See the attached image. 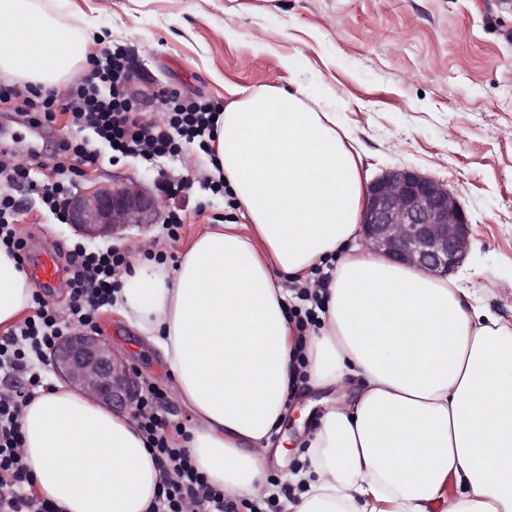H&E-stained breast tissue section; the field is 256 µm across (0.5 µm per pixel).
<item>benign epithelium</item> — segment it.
I'll return each mask as SVG.
<instances>
[{"instance_id": "obj_1", "label": "benign epithelium", "mask_w": 512, "mask_h": 512, "mask_svg": "<svg viewBox=\"0 0 512 512\" xmlns=\"http://www.w3.org/2000/svg\"><path fill=\"white\" fill-rule=\"evenodd\" d=\"M162 198L136 183H116L70 196L67 223L88 239L114 238L131 226L157 222ZM365 246L403 265L446 278L465 263L472 227L448 183L411 167L385 171L366 186L360 212ZM54 372L75 389L120 411H135L134 368L101 336L75 331L52 348Z\"/></svg>"}]
</instances>
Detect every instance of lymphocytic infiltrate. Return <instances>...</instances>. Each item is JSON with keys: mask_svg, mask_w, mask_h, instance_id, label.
<instances>
[{"mask_svg": "<svg viewBox=\"0 0 512 512\" xmlns=\"http://www.w3.org/2000/svg\"><path fill=\"white\" fill-rule=\"evenodd\" d=\"M88 74L61 94L27 84H0V101L14 100L26 120L34 125L53 122L67 112L77 130H92L94 140L117 143L123 155L146 160L179 155L184 146L207 150L216 129L217 105L180 100L161 94L165 112L160 120L147 121L137 109V99L127 85L132 78L120 50L103 49L90 62ZM94 140L63 138L58 142L54 169L56 181L42 185L41 195L50 210L72 186L81 167L97 166L100 152ZM23 165H0V248L23 258L25 240L13 222L19 204L11 193L14 184L27 180ZM127 254L115 249L77 252L70 257V303L66 317H58L47 303H40L36 318L24 321L18 331L0 338V373L28 372V388L0 392V512H60L57 505L32 491L30 470L21 453L20 418L32 394L42 385L38 373L28 370L30 355H42L62 336L76 329L95 328L100 309L111 306L120 282V269L129 267ZM158 391L152 384L141 389L139 428L157 460L160 485L151 512H184L186 503L224 512V492L211 486L187 449L172 441L168 423L154 407Z\"/></svg>", "mask_w": 512, "mask_h": 512, "instance_id": "lymphocytic-infiltrate-1", "label": "lymphocytic infiltrate"}]
</instances>
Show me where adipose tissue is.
<instances>
[{
  "label": "adipose tissue",
  "mask_w": 512,
  "mask_h": 512,
  "mask_svg": "<svg viewBox=\"0 0 512 512\" xmlns=\"http://www.w3.org/2000/svg\"><path fill=\"white\" fill-rule=\"evenodd\" d=\"M90 55L41 0H0V76L61 91ZM216 126L218 174L248 225L206 226L173 267L154 259L161 242L142 244L114 301L163 355L197 469L226 496H274L267 467L289 451L271 439L304 369L329 395L282 512H512V327L362 244L365 175L327 113L268 88ZM282 278L318 290L306 335L285 317ZM33 305L0 249V331ZM20 422L40 496L65 512H147L159 470L131 413L54 380Z\"/></svg>",
  "instance_id": "ef3b65f1"
}]
</instances>
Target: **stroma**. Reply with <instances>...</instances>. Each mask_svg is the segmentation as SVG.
I'll list each match as a JSON object with an SVG mask.
<instances>
[{
    "instance_id": "1",
    "label": "stroma",
    "mask_w": 512,
    "mask_h": 512,
    "mask_svg": "<svg viewBox=\"0 0 512 512\" xmlns=\"http://www.w3.org/2000/svg\"><path fill=\"white\" fill-rule=\"evenodd\" d=\"M62 18L96 48L123 47L136 68L131 90L147 114L158 91L229 104L240 89L284 88L354 140L362 167L377 176L408 166L447 182L473 226L470 254L453 278L472 305L512 324V0H72ZM0 150L32 164L39 139L50 161L59 139L75 135L66 115L35 134L12 104L0 103ZM208 156L195 149L146 162L102 160L74 179L75 190L139 181L166 198L183 222L132 228L124 238L89 241L60 223L36 192L15 187L17 224L37 246L68 262L74 247L117 248L138 259L147 239L166 242L176 265L203 225L244 223L241 209L204 189ZM97 332L159 392V412L189 427L173 396L161 353L143 344L111 309Z\"/></svg>"
}]
</instances>
